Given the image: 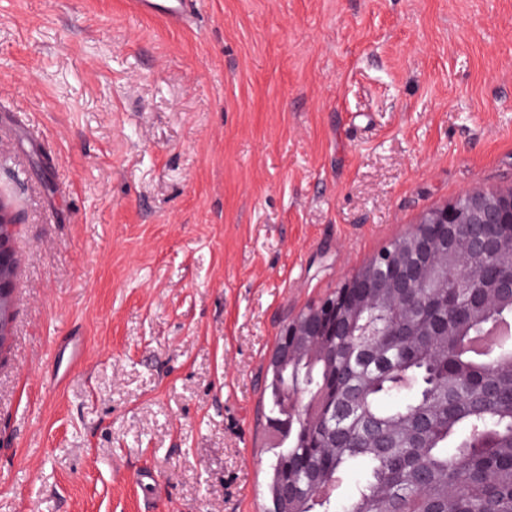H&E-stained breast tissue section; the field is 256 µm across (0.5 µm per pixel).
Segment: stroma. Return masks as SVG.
Here are the masks:
<instances>
[{
	"label": "stroma",
	"instance_id": "35a3bbf8",
	"mask_svg": "<svg viewBox=\"0 0 512 512\" xmlns=\"http://www.w3.org/2000/svg\"><path fill=\"white\" fill-rule=\"evenodd\" d=\"M509 187L512 0H0V512H269L288 321ZM196 2V0H136L134 4L142 13L160 15L170 21H180L192 12Z\"/></svg>",
	"mask_w": 512,
	"mask_h": 512
}]
</instances>
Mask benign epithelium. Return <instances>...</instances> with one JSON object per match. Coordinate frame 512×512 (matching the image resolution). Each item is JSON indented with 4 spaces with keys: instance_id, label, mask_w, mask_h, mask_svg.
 I'll use <instances>...</instances> for the list:
<instances>
[{
    "instance_id": "obj_1",
    "label": "benign epithelium",
    "mask_w": 512,
    "mask_h": 512,
    "mask_svg": "<svg viewBox=\"0 0 512 512\" xmlns=\"http://www.w3.org/2000/svg\"><path fill=\"white\" fill-rule=\"evenodd\" d=\"M499 268L496 289L480 295L478 307L497 309L502 289L512 295V189L472 190L442 206L424 212L404 236L396 250L384 248L350 279L318 304L288 323L280 342L275 370L302 357L304 336L328 338L350 336V318L372 288H391L390 303L397 320L410 317L433 291L448 282V263L455 261L459 287L481 288V281L468 273L471 256ZM304 390L292 387L284 394L285 418L276 423V437L304 421L298 403Z\"/></svg>"
}]
</instances>
